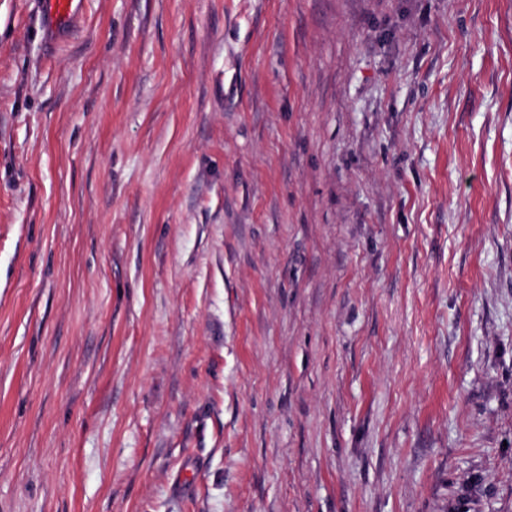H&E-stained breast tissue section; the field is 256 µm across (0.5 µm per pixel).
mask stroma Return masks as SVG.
I'll return each mask as SVG.
<instances>
[{
	"label": "stroma",
	"mask_w": 512,
	"mask_h": 512,
	"mask_svg": "<svg viewBox=\"0 0 512 512\" xmlns=\"http://www.w3.org/2000/svg\"><path fill=\"white\" fill-rule=\"evenodd\" d=\"M0 0V512H512V0ZM44 12L48 18L51 29H59L63 26L76 10L75 1L80 0H42Z\"/></svg>",
	"instance_id": "35a3bbf8"
}]
</instances>
